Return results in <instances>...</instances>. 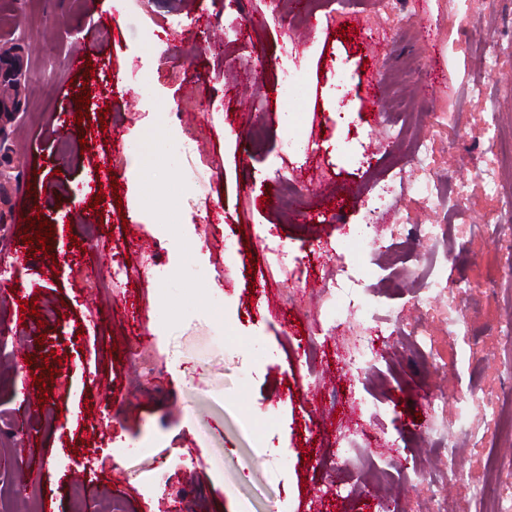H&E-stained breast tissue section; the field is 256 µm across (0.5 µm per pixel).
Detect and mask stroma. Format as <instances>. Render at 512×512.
Here are the masks:
<instances>
[{"mask_svg":"<svg viewBox=\"0 0 512 512\" xmlns=\"http://www.w3.org/2000/svg\"><path fill=\"white\" fill-rule=\"evenodd\" d=\"M373 2L354 0L311 32L293 0L230 9L223 0H129L120 11L110 0H0V37L22 33L27 69L53 71L30 85L12 129L25 215L6 217L0 230V261L14 269L12 285L0 287V484L36 490L35 512H82L92 501L125 512H380L392 495L368 484L370 463L401 475L399 512H478L497 437L471 397L512 386V334L499 326L512 308V274L478 227L495 216L512 242V196H493L453 157H479L491 120L512 134V0L492 9L485 0H409L419 31L405 36L399 16L373 13ZM155 34L162 48L144 54ZM78 50L93 71L69 69ZM339 56L348 69L342 114L330 75ZM409 59L418 65L411 110L435 116L418 126L430 155L412 186L390 195L395 213L380 217L379 238L477 282L465 298L470 339L448 337L447 299L418 307L419 287L408 280L383 303L400 322L374 339L376 373L355 378L344 368L363 333L353 319L325 340L311 371L297 349L310 320L331 307L316 283L339 255H362L352 233L365 221L360 194L387 167L379 104ZM185 62L196 78L184 76ZM284 63L304 75L295 124L304 147L286 159ZM479 81L488 100L468 99ZM83 95L91 125L81 129ZM350 133L360 143L338 151ZM138 155L147 164L134 173ZM431 177L426 200L415 186ZM460 181L471 221L452 227L455 245L409 240L410 225L448 222V193ZM294 184L303 194L284 206ZM35 216L52 226L53 254L29 260L21 232ZM104 216L112 230L88 244ZM254 225L309 258L303 306L289 303L294 274L252 241ZM120 261L142 274L116 300L97 284ZM31 299L39 322L15 327L20 301ZM417 324L428 332L419 358L410 354ZM134 341L146 343L152 373L127 367ZM21 346L31 352L26 369L14 366ZM50 355L60 373L46 369ZM380 374L392 383L379 412L353 408ZM43 388L44 405L27 406ZM432 393L439 409L429 406ZM258 419L266 431L253 429ZM354 424L365 437L330 468L335 435ZM452 463L464 475L453 485ZM339 483L360 495L336 497Z\"/></svg>","mask_w":512,"mask_h":512,"instance_id":"35a3bbf8","label":"stroma"}]
</instances>
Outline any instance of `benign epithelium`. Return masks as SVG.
Listing matches in <instances>:
<instances>
[{
    "instance_id": "benign-epithelium-1",
    "label": "benign epithelium",
    "mask_w": 512,
    "mask_h": 512,
    "mask_svg": "<svg viewBox=\"0 0 512 512\" xmlns=\"http://www.w3.org/2000/svg\"><path fill=\"white\" fill-rule=\"evenodd\" d=\"M24 39L21 36L0 39V60L10 64L7 71L0 70V187L17 181L20 170L13 163L14 148L10 127L16 122L23 105V91L27 82L21 55Z\"/></svg>"
}]
</instances>
